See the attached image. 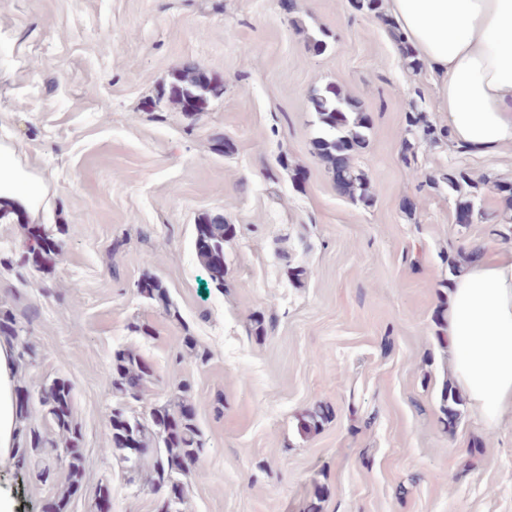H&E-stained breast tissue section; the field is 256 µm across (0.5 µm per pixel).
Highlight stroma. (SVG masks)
I'll return each instance as SVG.
<instances>
[{
    "label": "stroma",
    "mask_w": 512,
    "mask_h": 512,
    "mask_svg": "<svg viewBox=\"0 0 512 512\" xmlns=\"http://www.w3.org/2000/svg\"><path fill=\"white\" fill-rule=\"evenodd\" d=\"M296 5L0 0V147L39 182L31 223L56 243L33 265L28 225L0 221V318L27 323L37 350L16 384L72 389L83 471L66 512H98L104 485L112 512H158L164 496L110 447L112 357L127 348L153 373L130 413L149 419L189 388L204 448L180 512H512V416L489 429L466 409L444 430L453 374L434 323L449 259L477 241L512 248L491 186L512 182V146L406 138L413 112L444 126L428 68L407 69L353 0ZM320 31L317 55L307 38ZM189 63L221 87L204 111L152 105ZM329 84L371 117L354 159L372 205L339 194L315 152L310 97ZM454 169L480 182L469 224L443 180ZM207 217L235 227L220 289L195 249ZM150 277L167 303L140 294ZM319 404L330 420L304 431ZM44 464L0 465L15 512L61 496L66 462L55 481Z\"/></svg>",
    "instance_id": "obj_1"
}]
</instances>
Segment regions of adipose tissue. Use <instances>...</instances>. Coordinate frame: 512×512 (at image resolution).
I'll return each instance as SVG.
<instances>
[{
    "label": "adipose tissue",
    "mask_w": 512,
    "mask_h": 512,
    "mask_svg": "<svg viewBox=\"0 0 512 512\" xmlns=\"http://www.w3.org/2000/svg\"><path fill=\"white\" fill-rule=\"evenodd\" d=\"M387 16L432 74L453 138L480 153L512 145V0H387ZM468 252L445 326L455 385L493 429L512 413V249ZM13 372L0 344V462L15 449Z\"/></svg>",
    "instance_id": "obj_1"
}]
</instances>
